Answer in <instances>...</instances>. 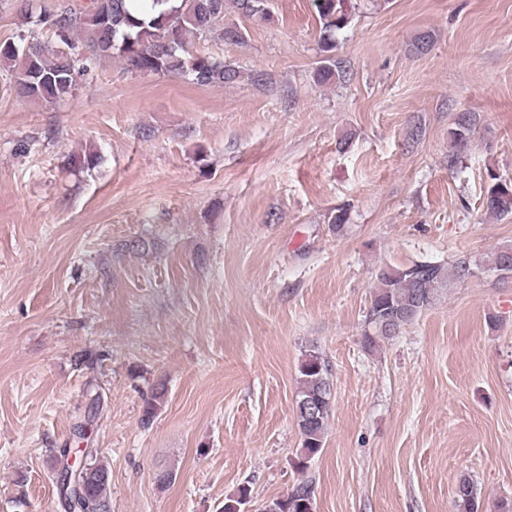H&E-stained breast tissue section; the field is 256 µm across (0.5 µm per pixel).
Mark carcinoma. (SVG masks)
<instances>
[{
	"label": "carcinoma",
	"mask_w": 512,
	"mask_h": 512,
	"mask_svg": "<svg viewBox=\"0 0 512 512\" xmlns=\"http://www.w3.org/2000/svg\"><path fill=\"white\" fill-rule=\"evenodd\" d=\"M238 15L248 20L271 19L268 0H149L150 7L132 13L130 0H92L87 11L58 3L40 14L39 23L50 30L68 50L46 54V46L36 35H21L19 42H0V62L9 65L10 90L30 101L55 104L74 96L77 77L87 63L119 58L125 69L143 75H188L199 86L234 85L242 72L231 61L201 55L190 46L191 39L219 33L234 45L245 43L246 30L238 23H226L227 2ZM321 24L322 51L317 80H341L347 71L329 52L336 48V34L350 23L341 0H313ZM81 52H74L75 43ZM476 124L472 112H459L448 131L450 145L456 147L470 139ZM482 205L496 216L512 214V182L487 170ZM486 264L503 273H512V247H503ZM473 272V263L463 257L451 267L438 262L420 261L408 266L387 267L377 274L362 333L363 346L377 349L380 342L394 338L412 324L423 311L432 307L452 281H463ZM296 397V421L301 447L295 466L305 473L311 460L324 444L327 420L331 412L332 380L322 356L310 352L299 366ZM316 407L315 414L308 408ZM87 469L96 476L92 494L102 510L109 505V470L92 454ZM249 497L245 486L224 499L222 512H237ZM272 503L279 512H310L314 504L313 482L305 478ZM457 512H479L477 490L472 479L460 478L455 488Z\"/></svg>",
	"instance_id": "cac0c4a2"
}]
</instances>
